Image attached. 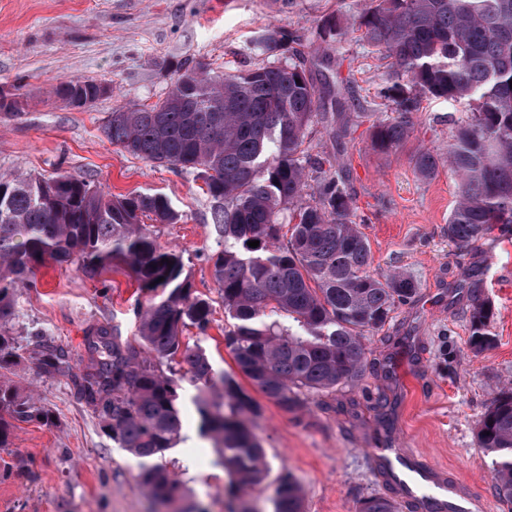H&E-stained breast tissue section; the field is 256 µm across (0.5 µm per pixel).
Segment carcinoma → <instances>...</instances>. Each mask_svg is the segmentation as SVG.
Returning <instances> with one entry per match:
<instances>
[{"mask_svg": "<svg viewBox=\"0 0 512 512\" xmlns=\"http://www.w3.org/2000/svg\"><path fill=\"white\" fill-rule=\"evenodd\" d=\"M362 41L390 60L396 81L378 91L395 116L371 125V147L388 153L415 126L424 96L470 117L448 141V156L430 148L413 157L415 171L435 176L448 165L456 204L448 240L458 247L512 224V0H373L357 16ZM347 35L341 21L324 20L326 45ZM302 38L286 28L264 31L253 44L272 58L265 65L216 73L180 65L160 101L114 109L104 134L144 160L202 180L220 246L213 276L225 316L224 344L251 386L285 411L299 393L329 392L355 381L366 367L363 336L382 328L395 308L418 293L403 271L374 275L371 248L353 220V201L334 155H312L313 123L331 125L320 111L329 90L307 72ZM93 79L64 80L54 89L77 110L103 98ZM0 368L9 351L15 294L46 258L74 264L94 277L122 265L140 288L155 294L137 309L139 345L119 344L99 326L89 336L99 353L96 372L77 384L112 440L141 459L140 484L167 503L184 496L180 482L156 459L180 438V382L189 376L200 431L244 491L263 479V451L253 431L261 405L230 374L217 373L206 353L184 342L194 326L206 331L213 305L194 295L183 255L162 247L140 223L146 216L176 224L181 214L161 195L107 196L67 173L50 178L0 175ZM259 241L252 248L249 241ZM172 265H167V262ZM491 310L478 294L470 306V347L493 346ZM284 315L283 325L276 316ZM186 366L179 375L175 366ZM51 420L49 411L0 383V448L11 421ZM493 456L500 499L512 504V388L493 398L477 431ZM274 512H302L295 478L283 474ZM361 512H398L394 501L369 497Z\"/></svg>", "mask_w": 512, "mask_h": 512, "instance_id": "cac0c4a2", "label": "carcinoma"}]
</instances>
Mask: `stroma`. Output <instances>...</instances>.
Listing matches in <instances>:
<instances>
[{
    "instance_id": "obj_1",
    "label": "stroma",
    "mask_w": 512,
    "mask_h": 512,
    "mask_svg": "<svg viewBox=\"0 0 512 512\" xmlns=\"http://www.w3.org/2000/svg\"><path fill=\"white\" fill-rule=\"evenodd\" d=\"M372 0H0V87L24 100L23 112H0V175L45 177L64 171L104 194H161L178 210L175 224H151L158 242L181 251L195 294L214 301L206 333L188 328L216 372L236 373L224 345L228 320L218 303L211 256L218 249L210 202L201 181L130 155L112 145L103 127L113 109L151 105L169 92L184 61L221 71L260 66L249 53L265 29L285 27L308 36L314 80L339 88L337 124L350 133L334 139L312 128L313 149L343 167L354 219L367 237L374 271H408L419 290L379 330L365 336V372L332 392L301 393L287 412L261 399L254 431L265 453L263 482L244 491L254 512H273L279 477L298 481L304 512H359L371 496L395 497L366 451L389 445L424 455L456 473L485 504V512H512L496 494L491 459L477 442L478 424L500 387L512 383V224L460 248L448 240L455 180L447 167L432 178L413 167L415 152L443 153L453 131L449 116L462 108L422 99L416 125L398 149L381 155L367 143L370 114L392 108L377 96L390 81L387 59L356 34L331 48L312 35L328 14L351 26ZM95 79L110 93L92 108L65 107L52 94L63 79ZM16 298L17 352L0 369L52 413L51 422H15L0 448V512H147L150 500L140 461L118 448L92 406L78 399L74 375L91 370L87 336L107 326L119 343H135L136 305L142 291L119 265L92 278L75 266L45 260ZM489 302L494 345L469 346L473 293ZM62 345L59 370L42 363L37 341ZM196 387L183 379L182 430L162 462L184 487L186 512H226L228 476L212 443L200 432L192 401Z\"/></svg>"
}]
</instances>
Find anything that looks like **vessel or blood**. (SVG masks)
Segmentation results:
<instances>
[{
	"mask_svg": "<svg viewBox=\"0 0 512 512\" xmlns=\"http://www.w3.org/2000/svg\"><path fill=\"white\" fill-rule=\"evenodd\" d=\"M369 454L401 489L403 507L428 499L452 512H475L477 505L460 482L448 481L441 469L420 455L404 448H373Z\"/></svg>",
	"mask_w": 512,
	"mask_h": 512,
	"instance_id": "1",
	"label": "vessel or blood"
}]
</instances>
